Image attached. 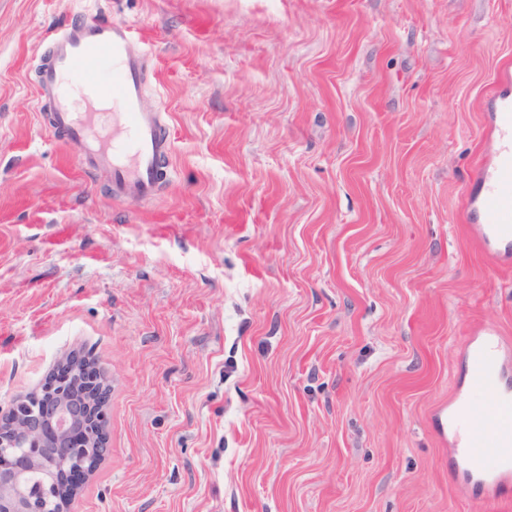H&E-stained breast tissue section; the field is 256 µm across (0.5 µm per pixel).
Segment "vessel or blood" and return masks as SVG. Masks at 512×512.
Masks as SVG:
<instances>
[{"mask_svg": "<svg viewBox=\"0 0 512 512\" xmlns=\"http://www.w3.org/2000/svg\"><path fill=\"white\" fill-rule=\"evenodd\" d=\"M148 70L147 57L131 46L126 23L81 17L50 33L38 69L53 129L87 171L109 174L112 196L120 200L152 199L169 175V124L161 107L145 105ZM68 80L96 98L111 99L113 111H75L64 86ZM493 120L495 160L480 175L473 200L477 222L470 230L488 255L505 256L512 253L511 97L500 99ZM505 370L496 332L486 329L468 353V388L445 420L455 448L451 465L476 491L512 489V385ZM485 394L491 408L483 415L474 399Z\"/></svg>", "mask_w": 512, "mask_h": 512, "instance_id": "1", "label": "vessel or blood"}]
</instances>
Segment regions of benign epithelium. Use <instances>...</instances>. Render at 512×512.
<instances>
[{
	"instance_id": "obj_1",
	"label": "benign epithelium",
	"mask_w": 512,
	"mask_h": 512,
	"mask_svg": "<svg viewBox=\"0 0 512 512\" xmlns=\"http://www.w3.org/2000/svg\"><path fill=\"white\" fill-rule=\"evenodd\" d=\"M41 393L22 396L0 410V512H50L64 507L79 478L107 452L102 410L95 399L109 378L85 357ZM33 473L42 475L38 484Z\"/></svg>"
}]
</instances>
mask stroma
<instances>
[{
  "instance_id": "35a3bbf8",
  "label": "stroma",
  "mask_w": 512,
  "mask_h": 512,
  "mask_svg": "<svg viewBox=\"0 0 512 512\" xmlns=\"http://www.w3.org/2000/svg\"><path fill=\"white\" fill-rule=\"evenodd\" d=\"M151 59L171 178L84 173L37 102L52 29ZM512 95V0H0V407L72 355L112 382L66 512H508L438 409L512 265L465 226Z\"/></svg>"
}]
</instances>
